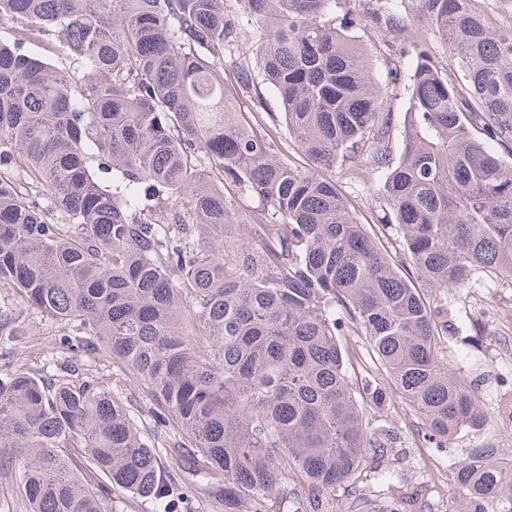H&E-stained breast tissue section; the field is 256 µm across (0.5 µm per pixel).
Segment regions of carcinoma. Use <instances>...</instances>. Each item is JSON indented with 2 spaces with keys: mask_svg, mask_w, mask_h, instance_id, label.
I'll return each instance as SVG.
<instances>
[{
  "mask_svg": "<svg viewBox=\"0 0 512 512\" xmlns=\"http://www.w3.org/2000/svg\"><path fill=\"white\" fill-rule=\"evenodd\" d=\"M350 2L0 0V288L18 299L0 336L36 311L68 327L70 354L0 376V468L17 463L26 512H112L114 488L174 512L184 480L215 474L223 512L272 496L300 512L291 480L333 492L366 459L376 490L347 512H402L385 499L400 435L371 423L387 392L436 448L485 429L443 350L448 293L512 281V26L476 0H381L385 31L410 34L399 116L400 68L376 77ZM260 81L311 168L283 156L273 116L240 119ZM338 164L369 184L394 249L358 221ZM352 334L381 383L349 375ZM97 351L144 385L150 432L75 376ZM453 481L462 512H512V456L474 448Z\"/></svg>",
  "mask_w": 512,
  "mask_h": 512,
  "instance_id": "1",
  "label": "carcinoma"
}]
</instances>
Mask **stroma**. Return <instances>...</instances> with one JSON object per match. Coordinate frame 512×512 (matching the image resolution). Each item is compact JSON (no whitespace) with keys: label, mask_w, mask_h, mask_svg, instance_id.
Listing matches in <instances>:
<instances>
[{"label":"stroma","mask_w":512,"mask_h":512,"mask_svg":"<svg viewBox=\"0 0 512 512\" xmlns=\"http://www.w3.org/2000/svg\"><path fill=\"white\" fill-rule=\"evenodd\" d=\"M448 308L455 328L448 335L445 356L448 365L466 380L479 383L480 400L490 414L479 436L459 435L448 448H433L414 435L417 417L397 395L386 401L381 420L394 426L401 436L403 465L407 480L402 488L406 496L416 498L424 512H456L460 508L459 491L451 481L450 465L463 461L470 449L493 446L498 453H512V428L503 426L497 412L512 402V287L506 282L476 289L467 295L449 297ZM485 312L484 333L469 335L467 326L474 310ZM26 334L10 358L0 359V373L25 370L40 372L46 367L65 364L67 353L60 345L65 331L57 323L35 312L24 316ZM80 373L98 378L108 389L121 393L141 427L149 425L150 399L144 387L131 378L110 355L95 353L78 360ZM371 462L347 488L334 492L317 491L296 481L294 491L301 502H318L317 512H346L351 498L368 493Z\"/></svg>","instance_id":"stroma-1"}]
</instances>
